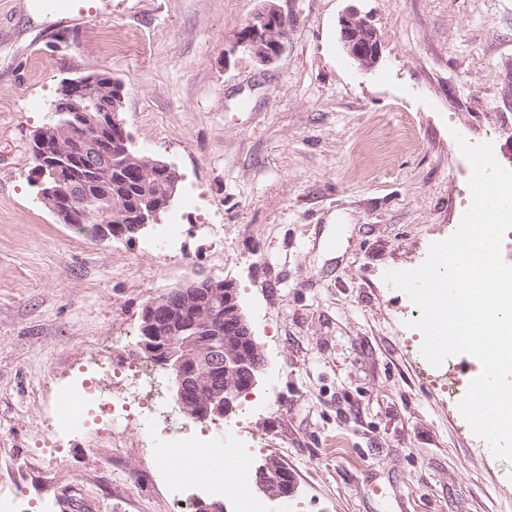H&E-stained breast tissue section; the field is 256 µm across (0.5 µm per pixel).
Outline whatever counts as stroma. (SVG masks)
Listing matches in <instances>:
<instances>
[{
	"mask_svg": "<svg viewBox=\"0 0 512 512\" xmlns=\"http://www.w3.org/2000/svg\"><path fill=\"white\" fill-rule=\"evenodd\" d=\"M0 0V495L12 512H163L197 494L105 435L55 429L47 380L123 336L192 278L233 284L265 358L223 426L265 440L294 492L270 512H512L496 458L437 387L474 378L461 355L427 371L411 299L384 276L420 266L471 205L458 138L512 169V0ZM274 2L288 40L265 64L235 35ZM382 45L352 66L339 20ZM124 86L135 148L174 166L186 210L99 241L59 223L28 150L61 78ZM340 38L348 60L361 68H371L381 55V42L375 28L356 9L340 19Z\"/></svg>",
	"mask_w": 512,
	"mask_h": 512,
	"instance_id": "1",
	"label": "stroma"
}]
</instances>
